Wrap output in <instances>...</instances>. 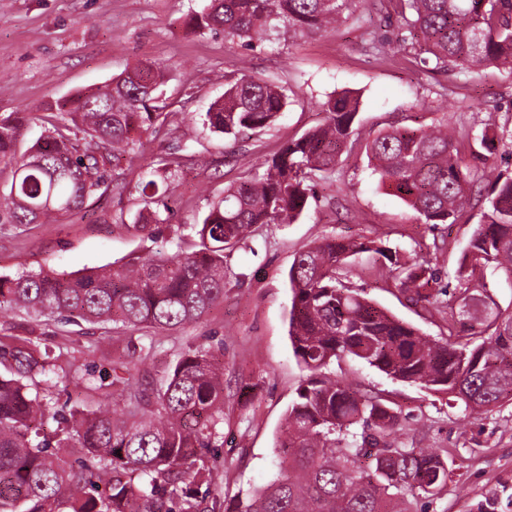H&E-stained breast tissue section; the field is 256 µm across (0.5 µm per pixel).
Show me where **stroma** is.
Segmentation results:
<instances>
[{
    "instance_id": "stroma-1",
    "label": "stroma",
    "mask_w": 512,
    "mask_h": 512,
    "mask_svg": "<svg viewBox=\"0 0 512 512\" xmlns=\"http://www.w3.org/2000/svg\"><path fill=\"white\" fill-rule=\"evenodd\" d=\"M205 0H0V114H29L22 147L47 135L46 117L69 122L62 106L137 63L161 66L170 103L163 131L142 134L134 153L107 165V182L83 208L53 224L0 225V276L22 270L81 274L133 257L197 250L196 224L224 189L289 141L323 123L321 104L345 92L358 96L355 150L335 173L316 180L310 205L292 224H258L244 244L224 255V301L198 323L174 331L133 330L119 323H63L17 310L0 317V338L33 339L58 368L50 389L62 413L91 411L104 403L114 361L129 340L149 337L152 356L131 368L146 386L159 385L168 367L190 346L224 348L223 443L210 488L223 507L263 487L276 473L274 444L285 413L307 373L288 336L292 292L288 270L313 242L377 240L408 260L427 259L451 276L480 219L479 209L457 223L432 226L381 187L364 146L379 131L439 123L457 132L471 167L473 192L485 196L498 174L512 175V147L499 145L486 161L482 131L512 132V69L489 66L461 73L436 70L401 47L407 38L392 16L391 0H359L333 29L308 36L280 29L244 47L192 30L189 14ZM265 78L284 89L287 104L269 127L236 139L204 128L209 107L224 94V74ZM187 156L165 196V223L153 235L134 230L141 183L156 158ZM354 287L411 323L423 336L444 340L441 314L410 302L375 254L357 256L348 273ZM92 371L94 389L70 378ZM327 375L352 389L381 396L400 414L405 442L448 451V492L430 512H473L496 498L497 512H512V402L491 410L449 406L448 398L397 381L344 357Z\"/></svg>"
}]
</instances>
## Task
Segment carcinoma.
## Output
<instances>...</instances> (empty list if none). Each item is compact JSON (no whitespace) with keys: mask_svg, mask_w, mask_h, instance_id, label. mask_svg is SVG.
I'll list each match as a JSON object with an SVG mask.
<instances>
[{"mask_svg":"<svg viewBox=\"0 0 512 512\" xmlns=\"http://www.w3.org/2000/svg\"><path fill=\"white\" fill-rule=\"evenodd\" d=\"M354 0H210L189 17L202 32L227 43L253 44L279 24L316 34L339 22ZM411 49L439 69L512 66V0H399ZM162 69L138 66L112 83L68 101L82 114L85 147L66 125L26 152L17 142L28 119L0 117V167L12 173L0 192V224L45 223L80 209L104 183L109 158L129 154L132 130L158 127ZM285 95L266 80L224 73V99L205 123L226 136L276 121ZM324 123L265 160L264 173L224 190L199 225L201 249L191 254L133 257L126 263L67 277L23 270L0 276V313L23 308L37 315L78 317L90 323L175 330L201 321L224 300V252L256 224H291L309 207L316 173L336 168L355 142L357 100L322 103ZM379 184L411 207L425 224H453L471 206L470 171L445 127H392L366 145ZM135 228L160 224L156 182L141 189ZM361 253L389 263L397 286L412 301L450 294L448 339L424 338L346 281L344 270ZM512 286V175L496 176L481 219L455 272L453 292L427 261L405 262L384 243L317 242L288 271L292 291L289 337L310 372L288 407L275 446L279 469L231 512H429L448 486L440 448H415L396 435L398 413L383 399L359 394L322 375L342 356L385 375L445 393L465 408L512 401V311L486 294L484 272ZM475 322L473 346L460 345L457 327ZM0 512H208L202 486L214 481L203 456L217 447L224 424V363L210 348L190 346L157 388L116 373L109 403L91 413L74 410L66 430L72 459L38 440L59 411L29 381L55 373L34 343L0 342Z\"/></svg>","mask_w":512,"mask_h":512,"instance_id":"1","label":"carcinoma"}]
</instances>
